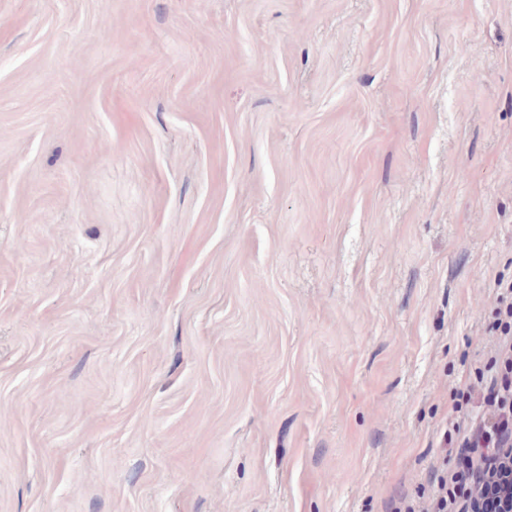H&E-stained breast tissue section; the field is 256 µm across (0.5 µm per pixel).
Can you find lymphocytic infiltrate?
<instances>
[{
	"label": "lymphocytic infiltrate",
	"instance_id": "lymphocytic-infiltrate-1",
	"mask_svg": "<svg viewBox=\"0 0 512 512\" xmlns=\"http://www.w3.org/2000/svg\"><path fill=\"white\" fill-rule=\"evenodd\" d=\"M504 341L480 388H468L467 400L478 407L462 441V470L439 479L425 512H502L512 492V467L503 451L512 446V304L499 312Z\"/></svg>",
	"mask_w": 512,
	"mask_h": 512
}]
</instances>
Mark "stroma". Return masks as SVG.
<instances>
[{
    "mask_svg": "<svg viewBox=\"0 0 512 512\" xmlns=\"http://www.w3.org/2000/svg\"><path fill=\"white\" fill-rule=\"evenodd\" d=\"M512 281V0H0V512H423Z\"/></svg>",
    "mask_w": 512,
    "mask_h": 512,
    "instance_id": "stroma-1",
    "label": "stroma"
}]
</instances>
